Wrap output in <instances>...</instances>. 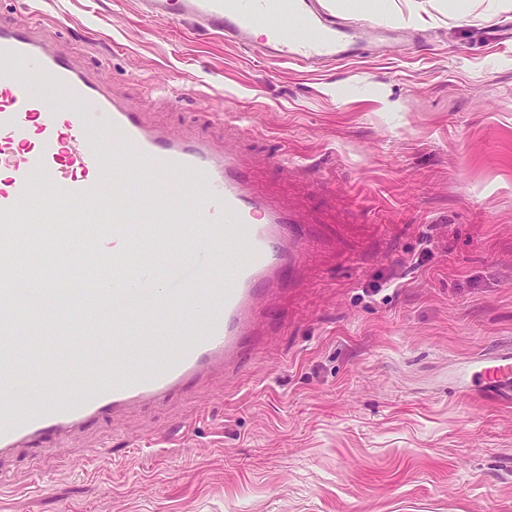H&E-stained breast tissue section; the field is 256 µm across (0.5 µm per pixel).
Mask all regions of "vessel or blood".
<instances>
[{
  "label": "vessel or blood",
  "mask_w": 512,
  "mask_h": 512,
  "mask_svg": "<svg viewBox=\"0 0 512 512\" xmlns=\"http://www.w3.org/2000/svg\"><path fill=\"white\" fill-rule=\"evenodd\" d=\"M148 18L188 19L247 47L256 26L268 32V57L309 68L351 60L368 48V27L326 13L318 0H140ZM84 103L79 112L54 108L56 93ZM0 456L50 434L84 425L102 413L160 403L186 381L231 366L257 335L260 299L284 284L301 263L299 218L252 187L231 151L206 140H181L145 125L111 97L102 79L58 54L35 30L0 25ZM187 175L172 194L158 174ZM54 202L60 221L111 224L112 261L92 269L91 303L63 278L40 277L45 295L73 306L66 321L44 314L27 332L28 303L19 286L26 267L36 194ZM150 241L153 258L139 260ZM224 285L211 287L220 265ZM160 291H152L155 281ZM176 325L177 351L159 329ZM51 374L33 371L46 342ZM456 392L512 401V351L472 357L450 381ZM50 403L31 414L32 391Z\"/></svg>",
  "instance_id": "obj_1"
}]
</instances>
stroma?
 I'll list each match as a JSON object with an SVG mask.
<instances>
[{
    "label": "stroma",
    "instance_id": "35a3bbf8",
    "mask_svg": "<svg viewBox=\"0 0 512 512\" xmlns=\"http://www.w3.org/2000/svg\"><path fill=\"white\" fill-rule=\"evenodd\" d=\"M398 3L416 38L310 71L138 0H0L148 123L228 144L305 247L239 365L0 459V512H512V404L448 389L512 346V10Z\"/></svg>",
    "mask_w": 512,
    "mask_h": 512
}]
</instances>
